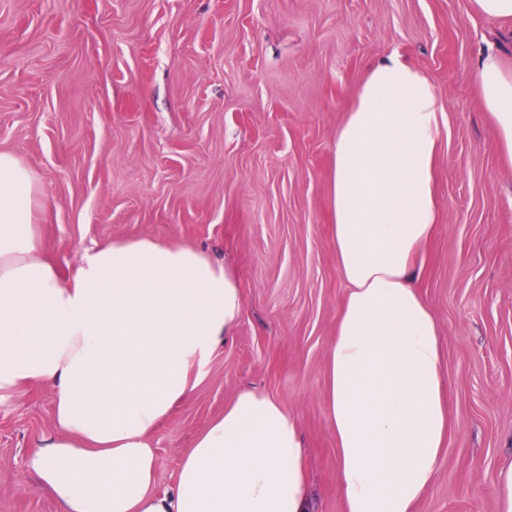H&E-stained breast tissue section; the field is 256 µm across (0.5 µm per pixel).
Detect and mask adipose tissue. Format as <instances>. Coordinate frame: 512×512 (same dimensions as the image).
<instances>
[{"mask_svg": "<svg viewBox=\"0 0 512 512\" xmlns=\"http://www.w3.org/2000/svg\"><path fill=\"white\" fill-rule=\"evenodd\" d=\"M475 81L512 169V67ZM446 106L423 69L373 64L336 132L329 235L346 289L329 349L327 411L346 512H415L448 443L449 379L416 281L441 222ZM34 173L0 151V404L54 392L55 429L27 459L56 512H313L302 436L275 398L240 391L157 486L152 438L201 383L242 299L191 245L107 240L71 278L48 255Z\"/></svg>", "mask_w": 512, "mask_h": 512, "instance_id": "ef3b65f1", "label": "adipose tissue"}]
</instances>
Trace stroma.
Instances as JSON below:
<instances>
[{
	"instance_id": "stroma-1",
	"label": "stroma",
	"mask_w": 512,
	"mask_h": 512,
	"mask_svg": "<svg viewBox=\"0 0 512 512\" xmlns=\"http://www.w3.org/2000/svg\"><path fill=\"white\" fill-rule=\"evenodd\" d=\"M512 57V19L473 0H0V151L38 177L60 267L104 240L204 249L234 276V336L154 438L158 481L244 387L296 416L318 512H345L325 400L344 286L329 239L336 131L369 68L396 53L443 101V205L420 291L438 322L451 428L416 512H496L512 460V175L475 86ZM47 386L0 408V512H55L26 458Z\"/></svg>"
}]
</instances>
